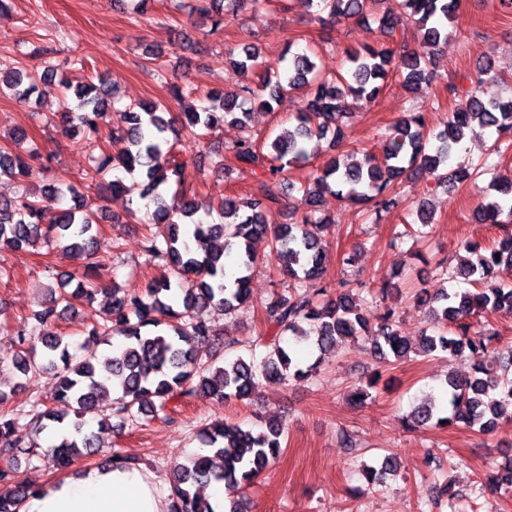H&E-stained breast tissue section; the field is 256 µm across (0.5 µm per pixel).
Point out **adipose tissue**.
I'll list each match as a JSON object with an SVG mask.
<instances>
[{
	"label": "adipose tissue",
	"mask_w": 512,
	"mask_h": 512,
	"mask_svg": "<svg viewBox=\"0 0 512 512\" xmlns=\"http://www.w3.org/2000/svg\"><path fill=\"white\" fill-rule=\"evenodd\" d=\"M22 512H168V501L144 469L106 466L52 483L28 499Z\"/></svg>",
	"instance_id": "adipose-tissue-1"
}]
</instances>
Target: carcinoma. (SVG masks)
Instances as JSON below:
<instances>
[{
  "instance_id": "cac0c4a2",
  "label": "carcinoma",
  "mask_w": 512,
  "mask_h": 512,
  "mask_svg": "<svg viewBox=\"0 0 512 512\" xmlns=\"http://www.w3.org/2000/svg\"><path fill=\"white\" fill-rule=\"evenodd\" d=\"M196 2L198 13L211 21L215 33L224 16L245 7L263 10L273 0ZM308 3L327 13L331 22L361 20L370 8L382 4L380 30L394 33L408 15L415 21L425 50L348 49L346 70L330 72L306 52L283 57L272 66L261 59L258 48L248 45L230 64L240 73L252 71L258 79L256 87L210 91L205 95L207 105H190L175 117L166 116L164 102L122 104L110 98L101 78L96 84L78 86V104L61 112L55 127L65 135L80 130L92 141L99 137L101 124L108 127L113 151L92 158L84 174L99 198L122 191L123 173L143 177L147 199L143 223L157 225L156 231L144 235V254L149 262H165L174 278L151 281L142 291L81 283L34 311L29 329L11 331L0 323V372L9 369L25 377L31 372H54L55 400L68 408L56 410L39 399L31 401L28 410L9 407L13 392L0 389V512H20L25 499L35 494L19 477L21 460L43 458L56 470H66L81 458L106 452L104 436L112 433L113 417L124 423L166 415L172 407L201 397L248 400L262 379L278 383L291 378L307 380L320 361L300 367V344L323 354L363 336L383 367L415 351L443 355L450 367L445 403L430 400L415 408L405 420L411 430L443 421L447 427L462 426L488 435L502 422H512V349L499 352L497 331L489 327L475 331L469 322L486 312L512 314V288L489 284L496 268H512V234L491 247L465 242L468 256L455 268L454 278L467 288L442 287L433 295L420 296L431 305L432 321L439 328L420 337L417 344L413 337L403 335L389 306L384 307L376 327H370L349 282L340 281L336 297L321 302L309 290L327 274V253L317 234L318 225L327 219L316 216L320 196L326 193L366 207L378 222L381 211L396 204L397 187L408 171L433 175L450 185L490 174L494 194L481 198L475 222L512 223V175H495L497 163L486 159L477 166L439 173L475 129L494 128L512 135V97L504 99L482 89L483 84L495 81L494 59L485 58L477 87L466 92L465 103L448 115L441 128L429 130L424 114L414 112L387 129L388 148L382 159L347 162L340 151L323 159L307 181L288 184V189L301 194L303 214L296 222L272 227L266 224L265 214L278 207L281 198L267 189L266 177L305 166L311 155L307 142L314 138H328L332 147H341L348 99L374 101L389 72H400L408 90L440 79L433 67L434 49L448 41V21L459 0ZM48 54L42 46L33 47L30 55L43 58L42 69L20 65L0 70V85L19 101H29L38 85L57 76ZM285 93H297L303 101L293 128L262 144L249 136L232 144L233 165L249 171L256 188L245 197L224 195L219 204L220 222L209 221L211 206L195 188L186 186L185 164L172 156L168 134L175 133L178 125L193 135L198 130L214 135L226 123L244 129L252 116L246 104L269 110ZM47 170L43 155L33 149L24 155L0 149V178L24 182L34 172ZM68 193L74 196L77 190L71 184H48L39 194L25 190L11 199H0V252L34 247L41 241L53 243L62 252L87 260L86 271L100 274L105 266L97 259L102 209H92L85 199L65 208L62 203ZM263 239L268 240L269 257L288 278L287 288L266 305L267 320L274 329L266 344L270 351L259 363L238 357L219 365L208 350L213 328L195 312L212 309L228 315L249 302L250 272L257 260L254 243ZM229 259L236 273L228 285L225 261ZM98 291L107 297L106 322L92 326L79 351L72 353L69 343L54 330L55 321L72 308L73 297L80 295L90 302ZM285 333L291 336L286 343L282 342ZM114 337L122 338V347L102 357L100 346L112 345ZM467 353L476 364L470 375L462 377L453 370V362ZM25 419L33 424L34 434L23 437L18 429ZM45 430L62 433L61 440L46 450L37 441V434ZM283 433L277 420L267 421L258 430L224 421L199 429L196 438L202 453L190 464L177 463L170 469V512H213L208 498L200 493L213 481L224 483L229 493L224 508L241 512L243 491L256 484L279 456ZM396 466V457L387 455L380 465L364 468V479L376 485ZM488 481L497 490L512 491V455Z\"/></svg>"
}]
</instances>
